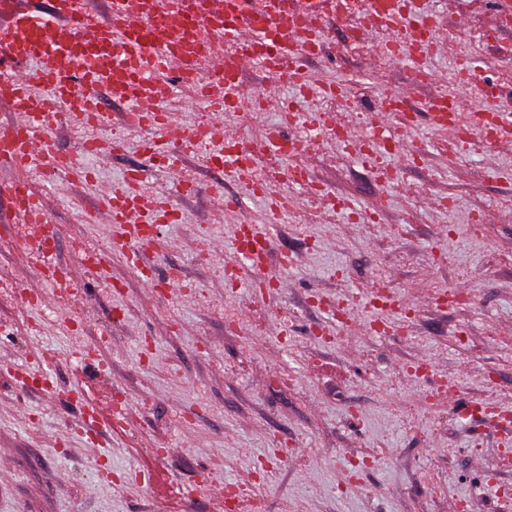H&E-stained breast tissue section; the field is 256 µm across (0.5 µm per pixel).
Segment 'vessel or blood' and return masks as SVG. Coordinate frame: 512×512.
<instances>
[{"mask_svg": "<svg viewBox=\"0 0 512 512\" xmlns=\"http://www.w3.org/2000/svg\"><path fill=\"white\" fill-rule=\"evenodd\" d=\"M434 0H144L132 10L129 0H53L50 11L37 9L33 0H0V105L14 119L0 123V168L14 173L10 184L13 210L33 233L50 221L48 198L33 189L35 174L82 177V156L97 152L95 141H86L82 156L60 155L50 150L44 135L58 123L79 121L86 127L108 124L97 97L107 90L127 108L126 122L149 130L140 148L166 168L178 166V155L165 133L171 120L161 102L169 91L168 74H176L196 89V98L215 117L242 110L241 80L256 68L272 80L267 95L258 100L267 106L270 94L282 84L293 86L306 99L344 96L338 82H315L307 70L310 59L323 50L327 24L334 20L357 22L366 38L387 36L386 58L392 65L408 66L418 80L432 82L436 74L423 62L440 41ZM425 107L436 130L454 128L459 137L479 129L491 142L512 140V111L488 107L462 114L454 95L441 92ZM380 109L400 116L398 125H372L359 132L337 126L325 115L312 117L310 139L336 138L347 152L368 164L382 180H392L393 168L380 161L386 144H402L415 127V114L405 96L392 93L380 100ZM298 142L286 139L279 126H270L261 145L263 153L281 156L296 153ZM186 151L204 155L224 178L264 199L274 216L296 206L292 189L311 193L306 170L299 165L285 170H260L256 158L237 148L215 142L194 130ZM143 173L128 170L124 178L98 192L95 218L118 226L136 250L127 254L129 265L145 284H152L150 268L142 265L138 250L149 246L159 224L178 221L176 208L154 201L144 207L139 186ZM237 269L251 273L246 286H266L268 236L238 226ZM55 252L45 249L35 269L37 278L53 288L58 315H67L68 287L87 272H103V258L83 259L80 267L59 265Z\"/></svg>", "mask_w": 512, "mask_h": 512, "instance_id": "b4317fda", "label": "vessel or blood"}]
</instances>
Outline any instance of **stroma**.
I'll return each instance as SVG.
<instances>
[{"mask_svg": "<svg viewBox=\"0 0 512 512\" xmlns=\"http://www.w3.org/2000/svg\"><path fill=\"white\" fill-rule=\"evenodd\" d=\"M441 76L414 85L409 68L374 64L349 24L328 25L308 68L340 80L350 99L297 101L365 125L387 94L412 89L414 107L455 91L464 112L512 99V26L491 0H436ZM474 66L472 88L453 77ZM163 107L192 128L207 116L190 86L169 77ZM109 127L101 145L125 140L93 163L97 183L144 169L148 196H172L181 213L162 224L144 287L111 225L93 222L95 186L33 177L61 229L56 258L76 265V242L99 248L105 277L87 276L73 305L80 327L54 315L34 279L36 253L14 248L20 223L0 172V512H227L217 493L242 488L237 512H512V147H459L454 131L419 122L417 161L393 154L400 185L376 180L329 138L293 159L331 194L355 198L374 220L350 221L309 198L272 218L203 156L180 173L155 168L122 104L101 93ZM223 186L238 206L211 193ZM268 234L271 288L254 295L229 280L237 227ZM186 283L167 288L171 272ZM464 284L463 303L443 304ZM401 308L373 307L378 289ZM43 302L41 311L23 297ZM355 307L337 326L329 302ZM98 346L100 371L70 358ZM125 404L124 428L97 424L107 398ZM195 484L179 497L184 484Z\"/></svg>", "mask_w": 512, "mask_h": 512, "instance_id": "stroma-1", "label": "stroma"}]
</instances>
